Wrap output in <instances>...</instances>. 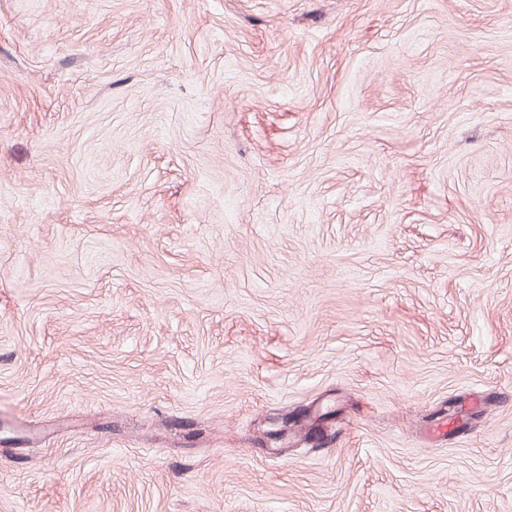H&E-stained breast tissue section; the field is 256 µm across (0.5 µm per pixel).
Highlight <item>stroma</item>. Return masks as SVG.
<instances>
[{
  "mask_svg": "<svg viewBox=\"0 0 512 512\" xmlns=\"http://www.w3.org/2000/svg\"><path fill=\"white\" fill-rule=\"evenodd\" d=\"M0 512H512V0H0Z\"/></svg>",
  "mask_w": 512,
  "mask_h": 512,
  "instance_id": "1",
  "label": "stroma"
}]
</instances>
